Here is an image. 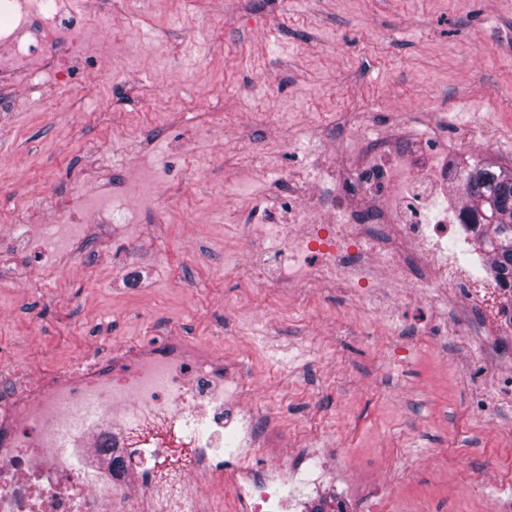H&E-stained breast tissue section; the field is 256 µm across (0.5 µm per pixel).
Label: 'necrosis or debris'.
<instances>
[{"mask_svg":"<svg viewBox=\"0 0 512 512\" xmlns=\"http://www.w3.org/2000/svg\"><path fill=\"white\" fill-rule=\"evenodd\" d=\"M109 16L92 0L50 10L43 0H0V65L38 56L86 20L102 25ZM350 184L377 200L376 213L348 210L340 176L329 174L315 186L320 213L291 196L256 214L247 227L250 280L288 281L311 254L324 281L338 266L368 264L407 281L419 260L432 284L467 296L469 275L442 247L465 215L423 222L430 203L396 163L361 166ZM247 392L243 378L226 379L212 357L171 336L116 349L23 402H0V512H215L220 504L228 512H288L289 492L324 480L327 470L256 469L263 438ZM155 423L181 436L189 477L159 482L173 450L150 434Z\"/></svg>","mask_w":512,"mask_h":512,"instance_id":"4bbe7bcc","label":"necrosis or debris"}]
</instances>
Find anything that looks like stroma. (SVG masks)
<instances>
[{
  "label": "stroma",
  "mask_w": 512,
  "mask_h": 512,
  "mask_svg": "<svg viewBox=\"0 0 512 512\" xmlns=\"http://www.w3.org/2000/svg\"><path fill=\"white\" fill-rule=\"evenodd\" d=\"M69 82L0 70V400L112 347L188 340L247 376L262 469L324 462L302 501L348 512H495L512 498V323L489 278L470 308L376 269L332 288L252 287L243 220L322 154L342 168L512 169V0H112ZM412 134L375 152L364 128ZM60 217L56 250L40 245Z\"/></svg>",
  "instance_id": "35a3bbf8"
}]
</instances>
